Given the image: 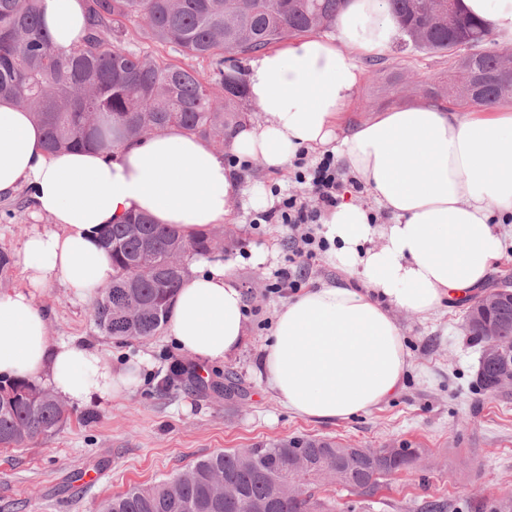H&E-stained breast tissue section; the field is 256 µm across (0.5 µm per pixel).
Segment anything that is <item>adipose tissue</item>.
Here are the masks:
<instances>
[{"instance_id": "ef3b65f1", "label": "adipose tissue", "mask_w": 512, "mask_h": 512, "mask_svg": "<svg viewBox=\"0 0 512 512\" xmlns=\"http://www.w3.org/2000/svg\"><path fill=\"white\" fill-rule=\"evenodd\" d=\"M501 42L512 44V0H461ZM56 47L85 31V0H37ZM336 39L301 36L244 62L259 115L225 151L176 126L113 150L45 152L31 113L0 98V197L26 187L36 217L50 223L17 252L18 286L0 288V376L46 384L76 404L128 393L131 369L97 348L50 336L36 295L61 285L78 300L110 284L108 224L149 214L181 234L224 223L242 194L249 161L283 170L299 152L335 155L371 197L343 201L322 223L339 281L309 289L275 314L264 347L269 387L288 410L316 421L346 420L399 393L409 353L392 317L428 318L445 301L474 293L503 256L512 218V109L459 113L428 103L395 106L346 130L344 109L364 72L358 57L384 51L398 29L388 0H348ZM390 217L373 221L374 210ZM167 331L202 364H221L246 332L243 290L223 263H194Z\"/></svg>"}]
</instances>
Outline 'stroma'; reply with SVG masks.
Masks as SVG:
<instances>
[{
    "instance_id": "stroma-1",
    "label": "stroma",
    "mask_w": 512,
    "mask_h": 512,
    "mask_svg": "<svg viewBox=\"0 0 512 512\" xmlns=\"http://www.w3.org/2000/svg\"><path fill=\"white\" fill-rule=\"evenodd\" d=\"M382 70L365 69L363 83L345 109L356 125L392 104L413 105L417 84L440 80L447 58L416 53L393 41ZM247 193L232 202L231 216L217 225L224 237L220 256L238 280L246 304V336L240 351L219 365L201 366L179 351L166 334L126 344L103 336L93 321V299L79 301L62 286L37 294L51 311V335L98 347L113 365H135L137 384L109 402L67 404V423L26 448L0 447V512H97L98 503L131 486L176 475L209 454L251 448L293 436H317L359 448L411 446L425 461L383 479L369 502L356 504L347 491L340 508L353 512H421L424 501L444 499L446 512H489L496 499H512V398L476 385L480 356L461 330L466 302L445 304L426 320L394 312L410 353L401 392L371 412L336 422H318L289 412L267 384L263 350L274 314L295 292L274 289L275 273L291 267L302 289L332 281L338 273L324 255L289 261L288 225L256 223L257 214L278 207L283 197L304 196L307 185L294 168L269 172L252 164L244 174ZM25 191L0 198V250L16 252L42 219L7 218ZM188 369L183 381L163 387L173 364ZM233 375L244 399L224 397Z\"/></svg>"
}]
</instances>
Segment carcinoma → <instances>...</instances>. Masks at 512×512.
Returning <instances> with one entry per match:
<instances>
[{"instance_id": "carcinoma-1", "label": "carcinoma", "mask_w": 512, "mask_h": 512, "mask_svg": "<svg viewBox=\"0 0 512 512\" xmlns=\"http://www.w3.org/2000/svg\"><path fill=\"white\" fill-rule=\"evenodd\" d=\"M345 0H86V33L61 52L44 26L36 0H0V97L33 112L44 129V149L95 150L139 140L168 126L222 148L245 119L246 87L238 57L290 37L327 30ZM403 44L415 52L448 57V69L467 67L495 79L483 96L455 102L487 110L512 100V79L499 76L498 54L490 48L484 22L460 15L453 27L434 23L418 0H392ZM135 22L134 31L126 23ZM169 48L210 69L166 62L154 48ZM112 252V282L99 289L94 324L104 336L129 341L155 336L166 327L177 290L197 256L224 251V239L210 232L187 239L176 228L133 214L102 231ZM503 335L512 341V300L497 312ZM499 366L487 362L479 388L492 395ZM66 410L45 389L24 379L0 378V446L21 448L56 433ZM304 444L312 476L296 496L284 491L299 480L292 466L294 445ZM326 438L292 437L263 448L262 471L239 451L212 453L178 473L130 487L102 503L100 512H251L256 501L273 512H336V500L317 495L315 485H333L324 474L339 464ZM424 448H402L395 468L415 464ZM387 470L372 453L358 450L344 465L340 487L366 501ZM233 483L236 508L214 495L219 480Z\"/></svg>"}]
</instances>
